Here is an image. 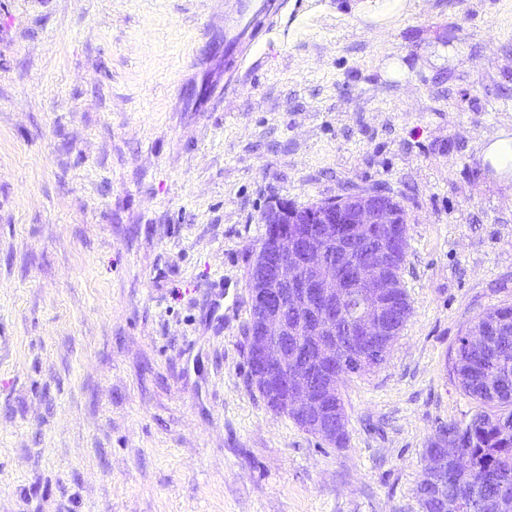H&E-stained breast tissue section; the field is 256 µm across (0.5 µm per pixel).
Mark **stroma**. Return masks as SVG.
<instances>
[{
	"instance_id": "35a3bbf8",
	"label": "stroma",
	"mask_w": 512,
	"mask_h": 512,
	"mask_svg": "<svg viewBox=\"0 0 512 512\" xmlns=\"http://www.w3.org/2000/svg\"><path fill=\"white\" fill-rule=\"evenodd\" d=\"M286 2L246 63L262 0H0V512H421L512 304V0ZM372 187L411 314L335 448L249 384L248 269L275 201ZM483 161L500 178L512 176V137L502 132L483 143Z\"/></svg>"
}]
</instances>
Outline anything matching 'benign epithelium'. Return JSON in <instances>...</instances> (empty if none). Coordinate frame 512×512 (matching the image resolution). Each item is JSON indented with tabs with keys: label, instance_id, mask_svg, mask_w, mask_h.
Returning a JSON list of instances; mask_svg holds the SVG:
<instances>
[{
	"label": "benign epithelium",
	"instance_id": "obj_1",
	"mask_svg": "<svg viewBox=\"0 0 512 512\" xmlns=\"http://www.w3.org/2000/svg\"><path fill=\"white\" fill-rule=\"evenodd\" d=\"M267 235L253 250L249 267L250 318L244 327L250 363L258 370L251 383L276 382L287 392L288 408L304 415L318 400L336 402L332 381L317 385L313 377L288 367V337L307 336L310 362L316 369L336 365L342 348L336 342V324L346 313L347 332L360 338L366 349L386 350L401 332L395 263L407 243L409 219L399 212L397 200L383 189L361 190L325 198L297 212L278 201L261 215ZM378 224H396L385 238ZM291 309L308 312L295 327ZM456 457L443 438L434 437L425 470L435 477L432 492L451 512L440 476L445 461Z\"/></svg>",
	"mask_w": 512,
	"mask_h": 512
}]
</instances>
